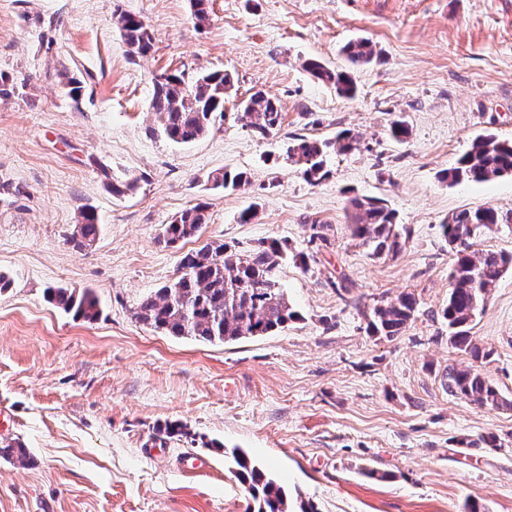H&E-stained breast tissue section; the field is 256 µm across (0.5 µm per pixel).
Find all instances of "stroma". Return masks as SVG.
<instances>
[{
    "label": "stroma",
    "mask_w": 512,
    "mask_h": 512,
    "mask_svg": "<svg viewBox=\"0 0 512 512\" xmlns=\"http://www.w3.org/2000/svg\"><path fill=\"white\" fill-rule=\"evenodd\" d=\"M140 18L153 48L131 55L120 14ZM372 41L370 63L344 46ZM316 60L349 72L354 98L315 81ZM221 70L233 86L224 123L176 144L153 134L155 76ZM81 85L72 97L68 81ZM262 90L283 123L257 136L239 119ZM404 120L406 142L389 135ZM343 129L357 149L308 181L282 155L300 136ZM512 140V0H0V512H245L224 462L244 449L316 512H512V409L477 407L443 386L450 349L449 214L496 207L502 224L477 250L512 252V176L451 185L443 170L473 140ZM219 168L247 172L213 187ZM133 192L113 195L116 181ZM354 196L395 210L405 243L381 259L351 239ZM208 206L199 236L160 245L165 224ZM254 209L246 224L239 215ZM101 224L74 247L83 212ZM328 245L309 242L312 222ZM287 243L276 277L299 320L265 336L203 343L138 321L139 301L170 284L182 256L211 242L249 254ZM92 290L100 315L74 319L47 288ZM413 294L405 330L370 334L373 307ZM471 334L483 373L512 400V269ZM186 434L155 445L159 426ZM497 435L499 450L484 439Z\"/></svg>",
    "instance_id": "1"
}]
</instances>
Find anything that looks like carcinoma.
<instances>
[{
	"instance_id": "cac0c4a2",
	"label": "carcinoma",
	"mask_w": 512,
	"mask_h": 512,
	"mask_svg": "<svg viewBox=\"0 0 512 512\" xmlns=\"http://www.w3.org/2000/svg\"><path fill=\"white\" fill-rule=\"evenodd\" d=\"M118 23L130 51L145 56L152 49V37L142 20L130 14L119 16ZM344 51L354 64H367L375 52L370 41L356 40ZM310 75L336 88L345 98L356 94L352 79L345 73L311 60L305 64ZM230 85L228 73L214 71L188 83L183 74H167L154 82L152 104L156 127L152 132L177 143H189L204 137L216 123L224 121V91ZM240 119L244 126L262 137L280 128L282 113L277 102L263 91L252 93L244 101ZM359 142L350 130L332 139L296 138L288 143L286 159L301 165L311 181L326 177V158L332 152H349ZM512 175V142L494 134L474 139L455 166L445 170L441 179L454 185L463 181L488 182ZM217 187L233 189L248 182L243 171L218 170L209 176ZM347 215L350 237L381 258L397 253L402 236L395 212L375 199L351 200ZM207 206L198 204L185 210L165 225L158 242L174 247L193 238L208 222ZM498 210L486 205L464 208L452 213L442 224L443 235L452 245L454 263L448 279V302L439 316L448 326V346L465 353L472 364L448 368V392L480 406L512 408L506 398L478 369L490 353L475 343L471 324L503 272L512 268V253L478 252L474 239L483 229L500 223ZM101 224L91 212L82 213V222L72 238L82 248L95 241ZM288 255V245L272 240L263 242L247 255L227 254L223 243H209L186 253L180 261V274L169 285L143 298L135 312L138 321L172 336L193 338L204 343H229L243 338L264 336L299 318L288 303L274 273ZM47 298L56 307L87 321L100 314L99 301L87 290L76 296L64 288H50ZM416 298L405 293L397 300L373 309L368 328L375 334L398 336L412 319ZM0 454L21 465L29 462L20 443L0 448ZM230 471L248 496L246 512H315L310 503L294 504L287 491L262 466L239 448H224Z\"/></svg>"
}]
</instances>
